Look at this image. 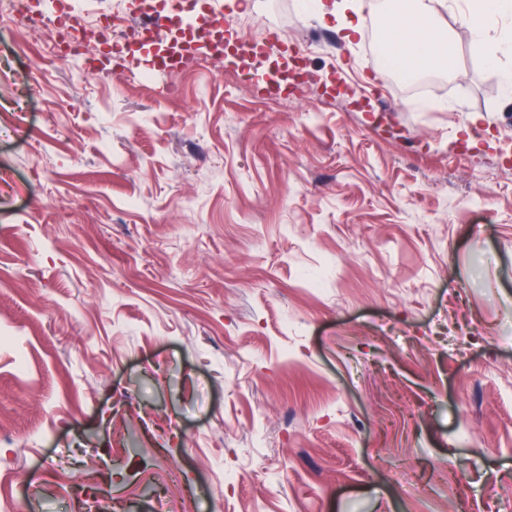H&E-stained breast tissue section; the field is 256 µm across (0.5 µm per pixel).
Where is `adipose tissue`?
<instances>
[{
	"label": "adipose tissue",
	"instance_id": "1",
	"mask_svg": "<svg viewBox=\"0 0 512 512\" xmlns=\"http://www.w3.org/2000/svg\"><path fill=\"white\" fill-rule=\"evenodd\" d=\"M444 5L445 0H411L409 15L391 25L387 40L405 55L410 66L428 68L449 58L450 47L431 27ZM372 7L373 0H357L352 6L344 0H320L317 12L321 22L336 23L344 40L350 42L360 31L364 11ZM509 12H512V0H470L464 24L488 64L498 65L501 57L512 55V36L488 27L490 17Z\"/></svg>",
	"mask_w": 512,
	"mask_h": 512
}]
</instances>
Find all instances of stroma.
I'll return each instance as SVG.
<instances>
[{"instance_id":"obj_1","label":"stroma","mask_w":512,"mask_h":512,"mask_svg":"<svg viewBox=\"0 0 512 512\" xmlns=\"http://www.w3.org/2000/svg\"><path fill=\"white\" fill-rule=\"evenodd\" d=\"M253 3L243 54L155 74L133 29L54 63L57 0L0 23V499L512 512V92L466 0L423 98L372 52L392 0L349 44Z\"/></svg>"}]
</instances>
